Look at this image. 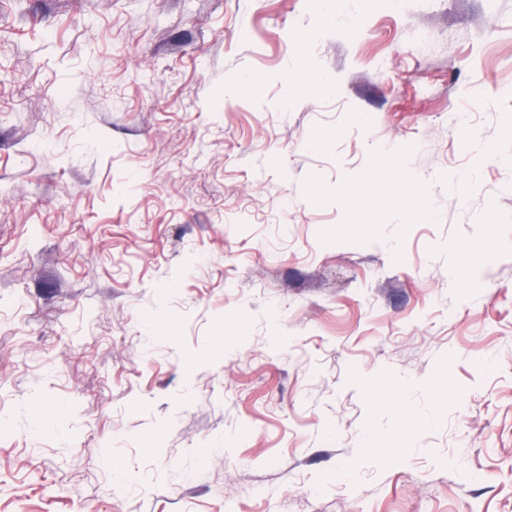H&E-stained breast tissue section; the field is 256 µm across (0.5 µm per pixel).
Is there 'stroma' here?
I'll return each mask as SVG.
<instances>
[{
    "mask_svg": "<svg viewBox=\"0 0 512 512\" xmlns=\"http://www.w3.org/2000/svg\"><path fill=\"white\" fill-rule=\"evenodd\" d=\"M508 124L512 0H0V512H512Z\"/></svg>",
    "mask_w": 512,
    "mask_h": 512,
    "instance_id": "obj_1",
    "label": "stroma"
}]
</instances>
